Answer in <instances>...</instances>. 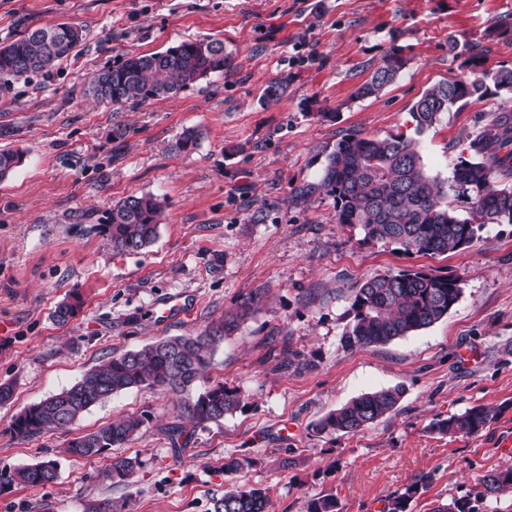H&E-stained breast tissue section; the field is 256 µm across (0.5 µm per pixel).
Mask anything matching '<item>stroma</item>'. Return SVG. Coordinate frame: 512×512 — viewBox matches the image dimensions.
I'll list each match as a JSON object with an SVG mask.
<instances>
[{
	"label": "stroma",
	"mask_w": 512,
	"mask_h": 512,
	"mask_svg": "<svg viewBox=\"0 0 512 512\" xmlns=\"http://www.w3.org/2000/svg\"><path fill=\"white\" fill-rule=\"evenodd\" d=\"M68 22L86 37L47 76L0 81V149L24 151L0 181V471L53 457L57 480L0 493V512H84L109 499L126 512H211L232 485L269 488L270 512H303L331 495L338 512H385L410 485L406 512L474 494L480 478L512 466V224H488L472 247L429 256L366 239L337 223L331 199L295 205L350 133L413 138L428 176L448 181L468 138L512 119V90L475 98L418 133L413 103L434 84L471 75L449 40L478 41L483 67L512 68V0H0V45ZM223 40L232 66L170 98L113 107L86 93L91 75L127 53L151 54L195 38ZM404 66L379 95L355 91L390 48ZM289 77L265 101L266 83ZM201 130L189 153L175 144ZM151 194L163 205L154 244L117 255L96 227L113 204ZM421 269L462 280L448 315L382 346L346 347L356 288L384 273ZM254 314L216 349L194 392L224 383L243 402L224 420L191 428L182 448L184 396L133 388L74 423L36 438L11 434L14 415L77 382L102 360L170 336L196 334L251 293ZM82 306L58 323L57 305ZM177 296L188 316L151 311ZM394 412L353 435L315 423L359 395L393 386ZM495 412L474 435L432 431L440 416ZM123 416L142 418L126 444L90 459L68 442ZM139 457L129 484L105 475ZM255 466L224 473L230 457Z\"/></svg>",
	"instance_id": "35a3bbf8"
}]
</instances>
